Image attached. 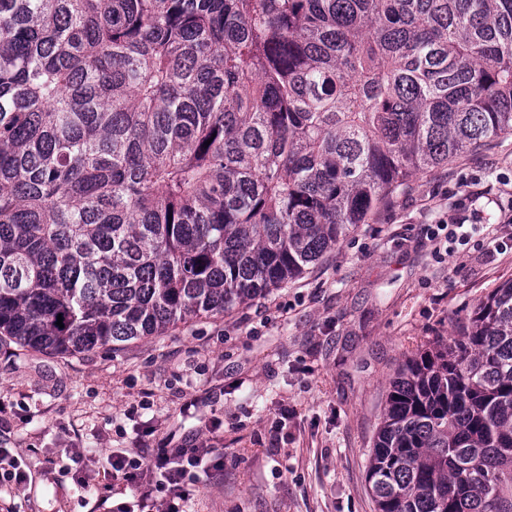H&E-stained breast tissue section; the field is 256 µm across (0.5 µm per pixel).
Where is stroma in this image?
<instances>
[{
  "label": "stroma",
  "mask_w": 512,
  "mask_h": 512,
  "mask_svg": "<svg viewBox=\"0 0 512 512\" xmlns=\"http://www.w3.org/2000/svg\"><path fill=\"white\" fill-rule=\"evenodd\" d=\"M458 214L467 244L434 250L426 228ZM511 280L512 135L412 176L304 277L223 315L117 350L1 346L0 448L32 472L0 483V512H86L121 497L112 449L198 440L224 469L199 475L192 512H376L366 467L391 379Z\"/></svg>",
  "instance_id": "stroma-1"
}]
</instances>
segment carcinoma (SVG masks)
Returning a JSON list of instances; mask_svg holds the SVG:
<instances>
[{
  "instance_id": "1",
  "label": "carcinoma",
  "mask_w": 512,
  "mask_h": 512,
  "mask_svg": "<svg viewBox=\"0 0 512 512\" xmlns=\"http://www.w3.org/2000/svg\"><path fill=\"white\" fill-rule=\"evenodd\" d=\"M504 134L512 0H0V338L221 315ZM367 481L377 512H512V282L404 361Z\"/></svg>"
}]
</instances>
